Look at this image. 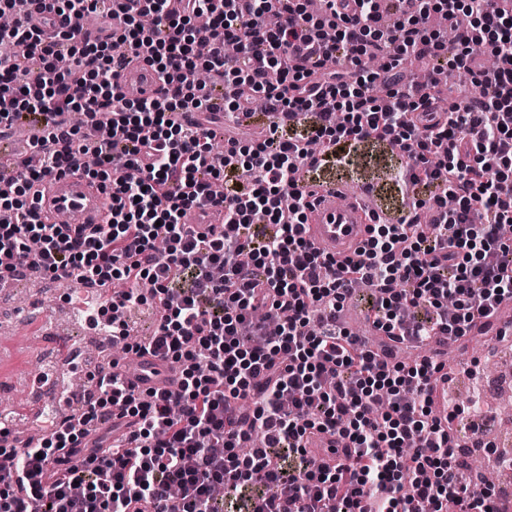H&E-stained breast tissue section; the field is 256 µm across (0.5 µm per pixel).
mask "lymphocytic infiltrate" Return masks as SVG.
Listing matches in <instances>:
<instances>
[{
	"mask_svg": "<svg viewBox=\"0 0 512 512\" xmlns=\"http://www.w3.org/2000/svg\"><path fill=\"white\" fill-rule=\"evenodd\" d=\"M109 2L119 25L106 42L83 37L100 0H55L70 20L57 34L21 19L0 29V125L45 131L39 165L0 173V280L27 264L63 283L122 281L85 317L127 352L178 362L183 380L142 392L94 366L83 408L48 416L39 441L0 446V512H220L219 485L256 487L253 512H500L456 453L459 405L429 410L444 363L397 352L478 336L512 303V239L499 234L512 223V0H322L315 14L305 0H143L147 30ZM436 16L458 28L455 44ZM407 56L424 81L404 78ZM140 59L164 99L120 93L118 68ZM200 67L221 81L223 116L206 112ZM444 71L470 77L479 107L437 109ZM255 95L288 132L247 147L222 119L253 120ZM190 105L205 113L194 131L173 121ZM77 111L107 115L110 138H80L67 124ZM372 137L398 152L413 205L352 255H324L303 235V176ZM79 172L102 179L109 222L38 220L35 185ZM212 204L222 231L186 223ZM361 288L385 337L375 346L338 319ZM153 304L154 331L129 342L127 311ZM313 431L342 441L346 464L311 466Z\"/></svg>",
	"mask_w": 512,
	"mask_h": 512,
	"instance_id": "f902f5d3",
	"label": "lymphocytic infiltrate"
}]
</instances>
